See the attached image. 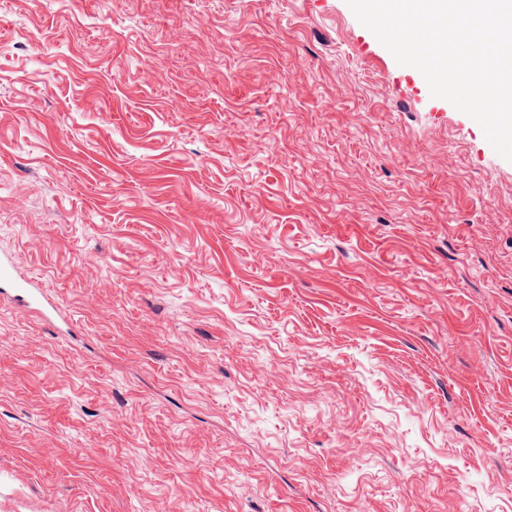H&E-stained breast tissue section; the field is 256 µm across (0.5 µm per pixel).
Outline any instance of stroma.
Returning a JSON list of instances; mask_svg holds the SVG:
<instances>
[{"label":"stroma","mask_w":512,"mask_h":512,"mask_svg":"<svg viewBox=\"0 0 512 512\" xmlns=\"http://www.w3.org/2000/svg\"><path fill=\"white\" fill-rule=\"evenodd\" d=\"M0 512H512V162L346 0H0Z\"/></svg>","instance_id":"1"}]
</instances>
